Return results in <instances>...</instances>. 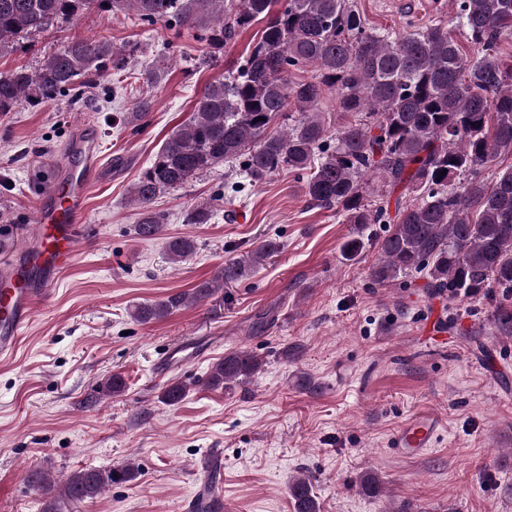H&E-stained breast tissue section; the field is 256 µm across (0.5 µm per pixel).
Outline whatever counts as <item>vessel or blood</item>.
<instances>
[{
	"label": "vessel or blood",
	"instance_id": "1",
	"mask_svg": "<svg viewBox=\"0 0 512 512\" xmlns=\"http://www.w3.org/2000/svg\"><path fill=\"white\" fill-rule=\"evenodd\" d=\"M99 173V143L78 125L37 203L36 222L0 258V359L13 357L38 308L49 303L61 274L79 254L87 195ZM440 427L432 412L417 413L393 433L394 448L407 458L432 448ZM204 482L182 503V512H226L221 491L224 456L214 449L199 464Z\"/></svg>",
	"mask_w": 512,
	"mask_h": 512
}]
</instances>
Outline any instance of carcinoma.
<instances>
[{
    "instance_id": "1",
    "label": "carcinoma",
    "mask_w": 512,
    "mask_h": 512,
    "mask_svg": "<svg viewBox=\"0 0 512 512\" xmlns=\"http://www.w3.org/2000/svg\"><path fill=\"white\" fill-rule=\"evenodd\" d=\"M456 2L457 28L469 53L439 24L377 32L349 0H0V58L92 6L131 11L144 24L174 23L193 33L205 43L196 58L199 68L217 66L240 31L263 23L243 60L203 88L189 123L170 135L140 172L131 190L137 235L151 239L161 232L158 199L226 160L244 159L248 182L287 169L306 177L310 201L336 209L356 229L389 225L371 269L376 284L423 272L427 287L452 299L494 297L495 322L502 335L512 336V167L495 171L499 157L512 154V67L499 55L500 44L512 41V0ZM139 52L137 44L117 48L105 38L68 41L44 54L33 70L0 74V116L22 101L46 103L69 95L77 104L109 71L123 83L130 78L122 75L128 58ZM307 65L317 69L316 77L291 79ZM328 89L340 92L344 113L363 112L365 119L334 131L327 127L319 104ZM289 112L298 113L295 124L270 132ZM371 173L404 186L415 194L414 202L393 217L388 202H366ZM214 208L197 205L187 222H210ZM363 248L361 236H354L344 242L342 256L353 260ZM194 250L188 236L166 243L174 263ZM279 250L277 240L266 239L219 267L192 293L141 303L131 316L147 324L221 296L224 285L251 276ZM259 369L252 352L234 351L212 365L207 382L216 388L241 383ZM186 395V388L174 383L161 399L175 405ZM137 475L130 465L80 469L60 486L43 485L45 512H57L60 498L94 499ZM289 493L294 512H319L309 478H296Z\"/></svg>"
}]
</instances>
